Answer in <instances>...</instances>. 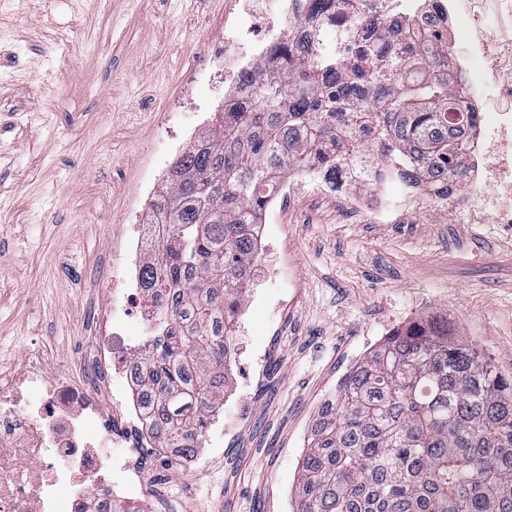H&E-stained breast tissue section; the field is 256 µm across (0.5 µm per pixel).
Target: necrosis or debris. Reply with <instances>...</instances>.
Instances as JSON below:
<instances>
[{
  "mask_svg": "<svg viewBox=\"0 0 512 512\" xmlns=\"http://www.w3.org/2000/svg\"><path fill=\"white\" fill-rule=\"evenodd\" d=\"M512 19V0H335L314 15L311 0H280L269 13L268 0L226 17L222 41L211 55L247 47L229 76L224 93L228 109L241 110L250 92L247 80L258 70L278 69L283 44L303 38L309 27L321 33L325 51L346 55L352 33L364 32V19L389 25L413 18L430 41L447 43L450 66L462 73L466 93L459 109L474 115L468 128L470 149L463 154L464 183L436 188L402 180L398 195L387 192V172L373 165L349 166L340 183L375 186L376 199L345 194L346 203L390 222L412 218L428 224H512V33L488 25L489 13ZM146 245L144 227H133L125 242V261L112 291L109 311L95 338L86 378L46 375L41 358H25L17 370L0 374V512H107L113 504L143 506L157 473L141 469L132 447L155 441L143 410L132 395L133 367L151 343L128 332L130 321L154 326L152 304L141 286L139 255ZM255 274L237 288L228 331L235 334L227 365L245 358L265 364V355L239 338L244 315L254 303L287 308L293 295L276 290L282 267L260 257Z\"/></svg>",
  "mask_w": 512,
  "mask_h": 512,
  "instance_id": "4bbe7bcc",
  "label": "necrosis or debris"
}]
</instances>
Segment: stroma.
Segmentation results:
<instances>
[{"instance_id": "35a3bbf8", "label": "stroma", "mask_w": 512, "mask_h": 512, "mask_svg": "<svg viewBox=\"0 0 512 512\" xmlns=\"http://www.w3.org/2000/svg\"><path fill=\"white\" fill-rule=\"evenodd\" d=\"M245 0H9L0 7V370L42 357L83 378L110 266L150 216L146 177L170 168L166 130L205 134L224 100L177 106L224 17ZM269 249L288 268L287 311L249 309L264 376L219 406L211 437L151 494L154 512H294L300 462L324 400L382 340L388 319L437 317L512 375V230L389 224L311 187L292 195Z\"/></svg>"}]
</instances>
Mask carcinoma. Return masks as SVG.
<instances>
[{
	"label": "carcinoma",
	"instance_id": "1",
	"mask_svg": "<svg viewBox=\"0 0 512 512\" xmlns=\"http://www.w3.org/2000/svg\"><path fill=\"white\" fill-rule=\"evenodd\" d=\"M318 43L312 28L282 74H259L247 108L215 113L150 204L162 233L142 278L160 334L135 387L163 448L195 453L224 396V321L257 257L248 226L264 186L365 158L397 179L459 176L468 143L448 113L465 87L448 80V46H422L408 19L349 56ZM296 497V512H512V378L446 321L393 332L322 405Z\"/></svg>",
	"mask_w": 512,
	"mask_h": 512
}]
</instances>
